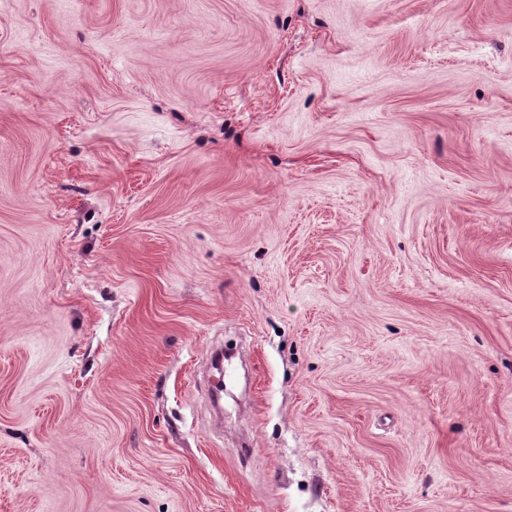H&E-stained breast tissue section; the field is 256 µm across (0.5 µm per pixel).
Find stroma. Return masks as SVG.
<instances>
[{"label": "stroma", "instance_id": "stroma-1", "mask_svg": "<svg viewBox=\"0 0 512 512\" xmlns=\"http://www.w3.org/2000/svg\"><path fill=\"white\" fill-rule=\"evenodd\" d=\"M0 512H512V0H0Z\"/></svg>", "mask_w": 512, "mask_h": 512}]
</instances>
